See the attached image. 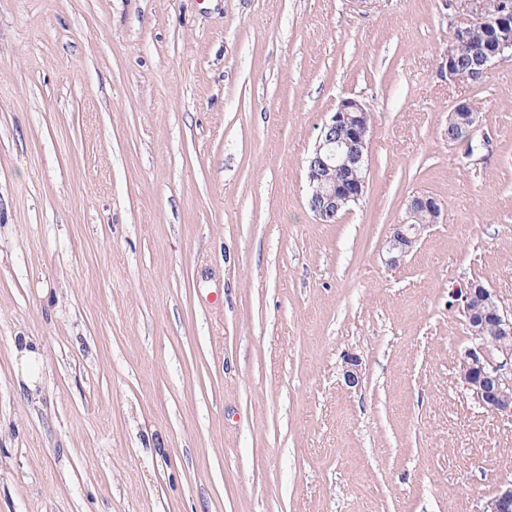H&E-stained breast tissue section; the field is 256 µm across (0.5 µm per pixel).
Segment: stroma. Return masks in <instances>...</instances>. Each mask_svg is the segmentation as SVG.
Masks as SVG:
<instances>
[{"label": "stroma", "instance_id": "35a3bbf8", "mask_svg": "<svg viewBox=\"0 0 512 512\" xmlns=\"http://www.w3.org/2000/svg\"><path fill=\"white\" fill-rule=\"evenodd\" d=\"M466 7L0 0V512H481L512 481V413L456 380L452 291L512 307V60L436 75ZM346 97L369 185L322 224L304 161ZM416 191L441 220L388 266ZM478 123V112H473L470 108L468 100L459 101L454 107L453 111L448 115V127L450 128H463L467 136L465 138L466 154H468V145L471 142V133Z\"/></svg>", "mask_w": 512, "mask_h": 512}]
</instances>
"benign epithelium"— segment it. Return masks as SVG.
<instances>
[{"mask_svg": "<svg viewBox=\"0 0 512 512\" xmlns=\"http://www.w3.org/2000/svg\"><path fill=\"white\" fill-rule=\"evenodd\" d=\"M458 17L448 48L444 52L439 74L450 82L457 81L455 54L470 43L472 25L493 31L497 48H474L471 65L484 74L494 61L512 57V0H499L489 12L486 0ZM478 123V113L468 100L459 101L448 115V126L470 133ZM371 131L370 112L364 103L345 98L320 128L314 147L305 160L309 188L308 205L322 223H334L339 213L348 211L366 195L368 188V141ZM349 171L346 179L336 178V171ZM441 204L427 192L414 193L406 200V219L393 228L389 239V263L394 265L408 255L425 228L441 218ZM466 318L473 336L472 346L459 361L458 384L479 407L491 413H512V309L503 305L495 291L474 281L452 293ZM493 328V346H488L485 329ZM483 512H512V483L506 484L484 505Z\"/></svg>", "mask_w": 512, "mask_h": 512, "instance_id": "7a95c632", "label": "benign epithelium"}]
</instances>
